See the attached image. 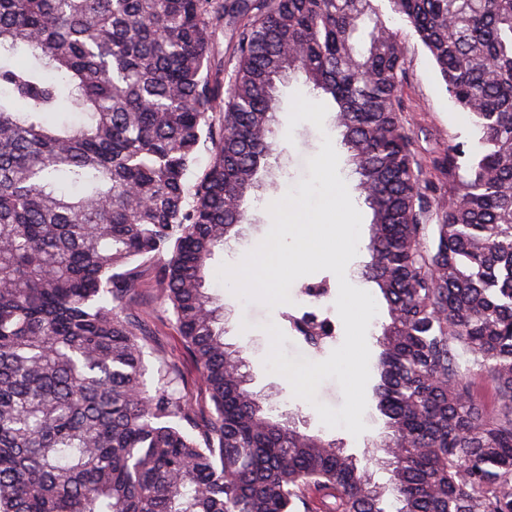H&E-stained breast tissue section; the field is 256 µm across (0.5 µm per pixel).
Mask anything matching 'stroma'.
<instances>
[{"mask_svg":"<svg viewBox=\"0 0 512 512\" xmlns=\"http://www.w3.org/2000/svg\"><path fill=\"white\" fill-rule=\"evenodd\" d=\"M406 80L404 102L415 123V137L422 149H431L450 143L470 149L473 130L466 113L458 110L450 100L434 64L415 37L405 39ZM288 109H281L277 114L278 132L277 153L280 169L276 180L281 191L296 190L300 181L310 179L309 158L320 151L323 137H330L339 157L338 173L348 189H355L358 176L347 149L341 143V135L332 118H325L323 128L303 122L296 128L288 126ZM293 133V140H286V133ZM275 197L271 192L260 191L249 201L251 221L243 225L239 239L229 242L224 249L216 251L209 263L206 286L210 294L218 296L224 303V341L228 347L239 351L245 362L244 371L248 376V387L261 395L279 412L293 417L300 430L309 435H316L326 440L336 441L346 453L355 456L361 464L367 465L377 484L387 485L389 473L384 463L382 446L387 438L384 419L375 404H368L363 415L367 426L360 436H353L341 428L324 426L314 408L315 403H323L333 408H340L344 403L342 390L336 379H327L320 385L315 403L297 398L289 382L282 376L266 371L264 359L269 352L270 340L263 326L275 323L280 329H287V315L315 311L321 317L329 318L334 326L336 336L328 341L322 350L311 349L297 338H289L284 343L288 359L298 363L305 360L322 361L341 345L344 326L335 308L339 292L336 275L328 270L298 278L290 289V303L268 308L256 302H247L233 295L229 289L218 282L216 272L221 265L237 264L243 256L253 249L268 233L272 219L268 212L269 205ZM356 207L362 215L360 248L357 255L346 268V277L352 283H365L366 290L377 302L378 313L373 327L367 332V344L371 354L379 352V338L382 325L388 320L385 302L376 283L364 282L362 271L368 261L366 246L371 235L372 211L365 202H357ZM311 285L326 288L325 296L318 301H310L304 290ZM142 307L148 316L153 331L155 356L147 357L148 366H155L157 356H164L175 363L183 380L180 390L185 399L201 410H208L209 398L202 386L199 372L186 354L182 339L164 312L152 288H142L140 293Z\"/></svg>","mask_w":512,"mask_h":512,"instance_id":"obj_1","label":"stroma"}]
</instances>
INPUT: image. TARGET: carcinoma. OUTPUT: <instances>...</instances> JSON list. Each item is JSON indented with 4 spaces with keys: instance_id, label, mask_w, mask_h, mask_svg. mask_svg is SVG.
I'll list each match as a JSON object with an SVG mask.
<instances>
[{
    "instance_id": "obj_1",
    "label": "carcinoma",
    "mask_w": 512,
    "mask_h": 512,
    "mask_svg": "<svg viewBox=\"0 0 512 512\" xmlns=\"http://www.w3.org/2000/svg\"><path fill=\"white\" fill-rule=\"evenodd\" d=\"M383 1L472 117L464 175L459 146L415 148ZM296 71L373 214L396 512H512V0H0V512H387L367 467L247 388L203 288L274 168ZM148 272L203 422L168 361L147 385ZM289 322L317 351L334 336Z\"/></svg>"
}]
</instances>
